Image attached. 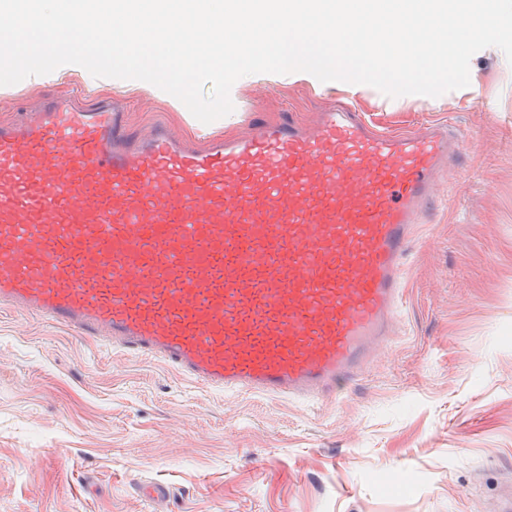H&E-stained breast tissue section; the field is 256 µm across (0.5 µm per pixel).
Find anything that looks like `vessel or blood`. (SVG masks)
<instances>
[{
	"label": "vessel or blood",
	"instance_id": "vessel-or-blood-1",
	"mask_svg": "<svg viewBox=\"0 0 512 512\" xmlns=\"http://www.w3.org/2000/svg\"><path fill=\"white\" fill-rule=\"evenodd\" d=\"M446 129L352 107L189 148L51 99L0 122V305L224 392L313 401L394 336Z\"/></svg>",
	"mask_w": 512,
	"mask_h": 512
}]
</instances>
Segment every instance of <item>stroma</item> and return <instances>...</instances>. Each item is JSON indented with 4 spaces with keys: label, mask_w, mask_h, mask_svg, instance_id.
<instances>
[{
    "label": "stroma",
    "mask_w": 512,
    "mask_h": 512,
    "mask_svg": "<svg viewBox=\"0 0 512 512\" xmlns=\"http://www.w3.org/2000/svg\"><path fill=\"white\" fill-rule=\"evenodd\" d=\"M81 66L0 86V120L87 95ZM129 130L202 142L310 120L330 101L379 130L443 123L463 141L404 264L392 343L314 403L227 394L42 317L0 307V512H494L512 485V64L489 47L469 86L389 97L293 73L233 84L234 110L191 120L156 86L101 78ZM159 482L160 508L139 487Z\"/></svg>",
    "instance_id": "obj_1"
}]
</instances>
